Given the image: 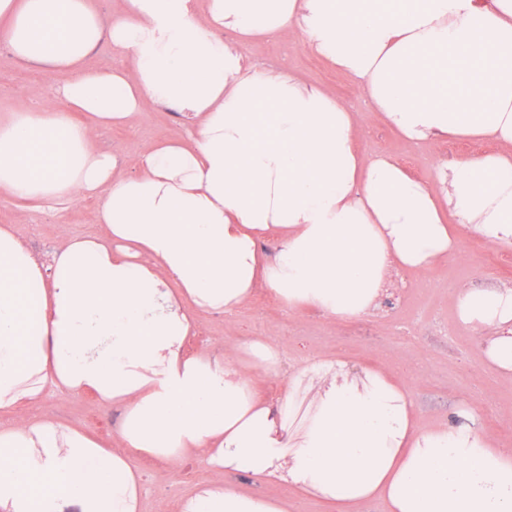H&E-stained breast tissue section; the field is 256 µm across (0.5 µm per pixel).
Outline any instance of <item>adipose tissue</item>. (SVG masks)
I'll use <instances>...</instances> for the list:
<instances>
[{
	"instance_id": "1",
	"label": "adipose tissue",
	"mask_w": 512,
	"mask_h": 512,
	"mask_svg": "<svg viewBox=\"0 0 512 512\" xmlns=\"http://www.w3.org/2000/svg\"><path fill=\"white\" fill-rule=\"evenodd\" d=\"M196 2L123 0L105 17L90 0H0L13 58L70 75L66 109L0 117V196L100 202L98 231L64 235L49 259L0 225V410L48 388L123 409L115 449L48 419L0 426V512H141L143 456L214 471L178 512H288L269 483L336 512H512V448L475 408L419 426L390 370L340 361L306 367L307 407L264 400L252 378L279 375L277 344L189 349L199 314L260 290L292 313L374 314L394 271L459 253L447 211L512 244V0ZM298 37L403 138L499 151L439 165L433 187L368 155L350 104L239 49ZM103 42L131 68L88 67ZM149 107L175 109L186 132L119 176L95 135ZM456 307L512 375V286L459 289Z\"/></svg>"
}]
</instances>
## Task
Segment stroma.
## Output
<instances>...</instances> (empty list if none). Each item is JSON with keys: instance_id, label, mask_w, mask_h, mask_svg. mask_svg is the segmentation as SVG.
Here are the masks:
<instances>
[{"instance_id": "1", "label": "stroma", "mask_w": 512, "mask_h": 512, "mask_svg": "<svg viewBox=\"0 0 512 512\" xmlns=\"http://www.w3.org/2000/svg\"><path fill=\"white\" fill-rule=\"evenodd\" d=\"M248 61L263 70L293 71L307 83L322 86L340 99L360 108V143L371 154H384L411 177L435 183V167L459 158L494 152L491 141L445 138L424 144L406 142L391 130L378 113L361 108L355 82L322 59L306 52L301 42L256 41L242 48ZM66 74L47 77L19 66L0 42V116L14 109L34 107L57 99ZM180 118L171 110L148 108L132 124L99 130L94 144L118 156L123 174L135 175L133 159L150 143L169 138L179 130ZM98 203L93 199L64 201L37 207L12 198H0V224L14 225L17 235L34 251L55 252L62 233L87 235L97 230ZM480 236L463 233L459 255L423 270H403L395 277L381 307L372 316L333 322L312 309L295 313L283 306L259 308L246 303L236 312H209L199 319L202 339L237 345L254 337H268L279 345L284 372L253 381L262 396L275 398L288 389L289 373L312 361L339 360L349 368L383 365L393 370L411 394L423 425L454 420L464 405H472L480 425L492 436L512 428V380L498 375L485 358L479 336L462 325L456 314L455 291L464 284L512 285V245L501 253L480 248ZM50 418L95 437L104 447L117 443L121 421L118 407L94 397L47 389L43 396L21 410L0 413V425L19 417ZM137 466L145 474L143 512H175L179 502L211 478L204 458L183 465L167 462Z\"/></svg>"}]
</instances>
